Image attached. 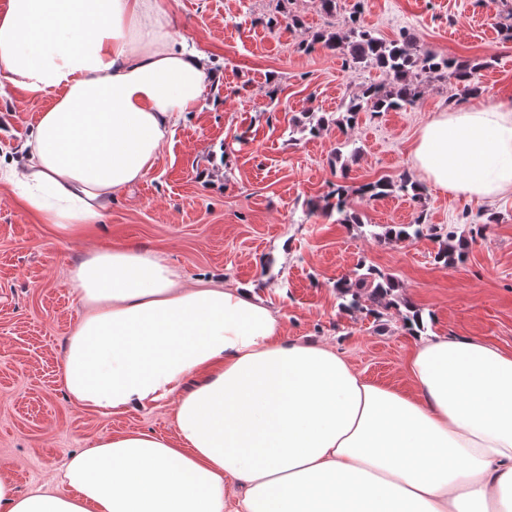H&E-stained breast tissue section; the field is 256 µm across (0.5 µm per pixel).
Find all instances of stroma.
Here are the masks:
<instances>
[{
  "instance_id": "1",
  "label": "stroma",
  "mask_w": 512,
  "mask_h": 512,
  "mask_svg": "<svg viewBox=\"0 0 512 512\" xmlns=\"http://www.w3.org/2000/svg\"><path fill=\"white\" fill-rule=\"evenodd\" d=\"M172 29L205 53L213 75L201 108L175 129L153 168L116 194L100 222L59 233L0 181V470L19 492L54 481L76 452L101 437L144 431L176 434L166 403L119 414L72 407L60 382L65 339L83 314L71 272L90 250L130 247L161 256L187 282L249 284L288 337L333 348L370 382L405 392L414 337L405 326L420 309L427 335L471 336L512 352V194L492 202L450 194L424 181L411 161L432 114L466 105L454 81L438 79L406 108L360 113L344 106L379 71L348 64L301 42L349 14L387 39L414 34L420 48L475 64L487 96L512 97V0H162ZM297 15L300 27L289 26ZM52 97L14 90L0 100V158L18 157ZM325 116L303 132L305 113ZM409 176L421 200L400 192L371 200L362 185ZM349 188L343 224L325 208L333 184ZM453 227L469 241L464 261L435 255L444 238L385 240L372 225ZM392 273L400 301L381 321L338 306L334 285L358 266Z\"/></svg>"
}]
</instances>
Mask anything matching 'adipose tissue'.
I'll return each instance as SVG.
<instances>
[{"label": "adipose tissue", "mask_w": 512, "mask_h": 512, "mask_svg": "<svg viewBox=\"0 0 512 512\" xmlns=\"http://www.w3.org/2000/svg\"><path fill=\"white\" fill-rule=\"evenodd\" d=\"M204 59L160 0H9L0 98L54 103L23 166L0 176L63 234L98 221L199 109ZM411 159L449 193H511L512 99L434 114ZM71 279L87 308L63 356L71 405L116 414L171 398L177 433L102 437L57 488L20 495L0 471V512H512L511 353L417 338L408 393L285 338L253 288L185 284L157 255L95 251Z\"/></svg>", "instance_id": "1"}]
</instances>
